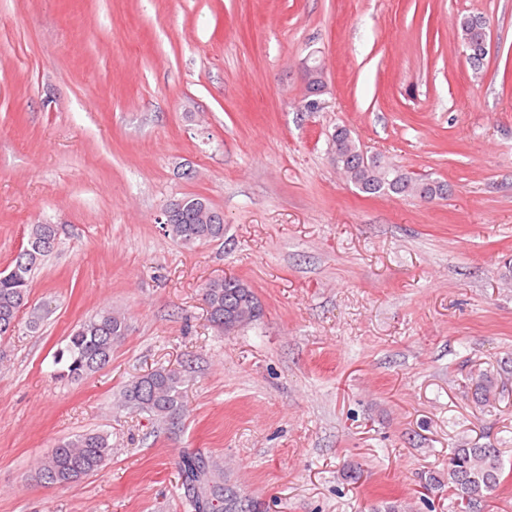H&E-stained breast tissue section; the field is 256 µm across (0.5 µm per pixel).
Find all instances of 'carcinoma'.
<instances>
[{
    "mask_svg": "<svg viewBox=\"0 0 512 512\" xmlns=\"http://www.w3.org/2000/svg\"><path fill=\"white\" fill-rule=\"evenodd\" d=\"M487 20L469 15L460 19L457 37L474 72L483 71L487 54L483 50ZM332 164L359 191L370 195L426 197L448 196V183L431 178H416L378 154L364 157L351 131L337 129L331 136ZM182 210L176 218L162 225L164 234L185 245L218 241L224 238V221H203L200 207L206 206L221 216L201 197H183ZM56 224H31L27 243L39 245L37 252L19 251L0 272V339L14 335L17 315L29 301L30 288L43 262L57 248ZM204 301L209 322L229 335L258 320L260 301L252 288L236 277L213 281L205 287ZM124 316L104 310L80 323L71 333L55 363L64 364L67 375L80 379L103 369L112 358V348L127 333ZM188 379L178 368L160 366L125 383L118 406L129 413L147 414L160 423L175 425L184 412ZM471 393L478 405H485L495 394L493 379L486 374L472 378ZM112 445L106 434L88 431L59 442L39 464L34 479L48 485L77 483L98 471L110 458ZM505 461L501 450L492 444L454 448L448 457V493L457 501L460 512H483L488 496L502 481ZM182 485L187 489L194 512H249L246 499L224 483L223 471L215 462L201 455H186L180 467Z\"/></svg>",
    "mask_w": 512,
    "mask_h": 512,
    "instance_id": "carcinoma-1",
    "label": "carcinoma"
}]
</instances>
